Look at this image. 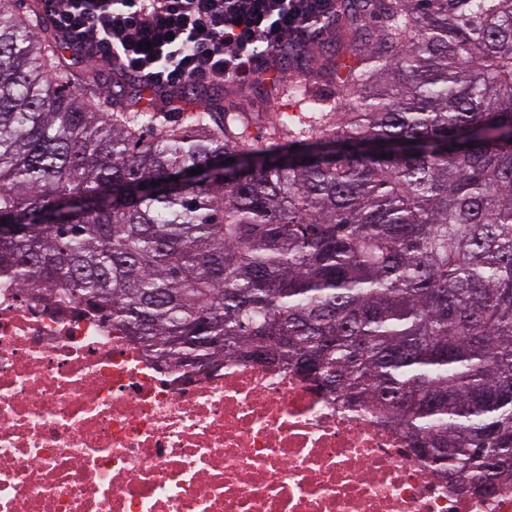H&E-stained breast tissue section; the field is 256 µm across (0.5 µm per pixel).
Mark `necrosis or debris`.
Returning a JSON list of instances; mask_svg holds the SVG:
<instances>
[{"label":"necrosis or debris","instance_id":"4bbe7bcc","mask_svg":"<svg viewBox=\"0 0 512 512\" xmlns=\"http://www.w3.org/2000/svg\"><path fill=\"white\" fill-rule=\"evenodd\" d=\"M410 446L293 369L169 370L0 277V512H512Z\"/></svg>","mask_w":512,"mask_h":512}]
</instances>
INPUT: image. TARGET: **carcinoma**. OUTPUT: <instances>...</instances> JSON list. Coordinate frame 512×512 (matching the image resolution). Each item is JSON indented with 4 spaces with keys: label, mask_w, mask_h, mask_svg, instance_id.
<instances>
[{
    "label": "carcinoma",
    "mask_w": 512,
    "mask_h": 512,
    "mask_svg": "<svg viewBox=\"0 0 512 512\" xmlns=\"http://www.w3.org/2000/svg\"><path fill=\"white\" fill-rule=\"evenodd\" d=\"M319 26L336 63L288 73L301 115L260 143L248 112L104 110L94 68L49 66L38 2L0 0V275L168 368L286 365L492 496L512 488V0H336Z\"/></svg>",
    "instance_id": "obj_1"
}]
</instances>
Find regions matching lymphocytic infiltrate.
<instances>
[{"mask_svg":"<svg viewBox=\"0 0 512 512\" xmlns=\"http://www.w3.org/2000/svg\"><path fill=\"white\" fill-rule=\"evenodd\" d=\"M81 62L150 95L189 83L248 86L280 73L293 40L336 0H42Z\"/></svg>","mask_w":512,"mask_h":512,"instance_id":"1","label":"lymphocytic infiltrate"}]
</instances>
